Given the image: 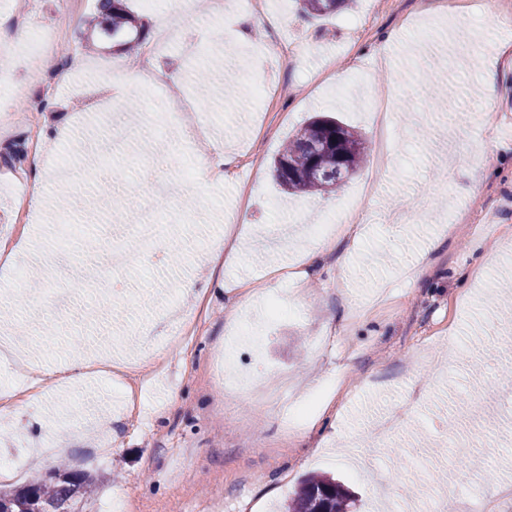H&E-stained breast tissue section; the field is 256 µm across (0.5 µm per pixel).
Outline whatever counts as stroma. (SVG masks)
Here are the masks:
<instances>
[{
  "instance_id": "1",
  "label": "stroma",
  "mask_w": 512,
  "mask_h": 512,
  "mask_svg": "<svg viewBox=\"0 0 512 512\" xmlns=\"http://www.w3.org/2000/svg\"><path fill=\"white\" fill-rule=\"evenodd\" d=\"M61 0H0V35L13 19L54 22ZM450 22L430 0H356L325 19L300 10L263 24L252 46L258 58L235 53L239 16L223 28L201 24L195 7L182 19L178 47L150 62L145 91L104 80L90 68L120 71L137 64L124 51H88L85 19L65 37L73 52L65 69L28 68L25 53L0 55V85L24 82L29 94L0 103V238L21 236V248H0V336L29 350L27 364L0 365V457L20 460L0 471V484L21 486L58 462L98 479L83 512H99L117 495L125 512H276L301 480L330 473L354 493L357 512L388 501L389 512H415L441 484L458 487L446 512H471L484 497L487 512H512V304L494 306L512 284V61L495 42H512L471 0H452ZM371 14V30L349 34L344 24ZM310 43L335 56L338 79L317 73V56L276 62L266 48L278 38ZM219 59L207 95L194 87L203 49ZM493 78L497 94L480 86ZM69 113L78 135V182L56 179L29 160L5 164L9 151L31 141L47 150L55 115L47 99ZM110 103L117 122L146 128L129 146L130 162L104 163L106 129L96 109ZM325 114L360 130L367 154L338 192L290 196L263 177L293 131ZM218 139L231 161L222 182L185 175L191 156ZM40 178L47 192L31 202L10 190ZM172 182L180 221L158 232L160 250L144 265H109L136 224L140 192L155 179ZM112 184V201L93 191ZM476 183L478 194H457ZM373 185L361 223L339 228L334 251L313 264L305 227L332 219L357 190ZM290 207L303 223L286 224ZM239 208L243 259L212 280L209 251L224 233V213ZM432 262L417 279L401 268L422 252ZM494 258L492 280L474 271ZM26 267L25 307L13 292ZM103 267L107 305L75 298L57 315L56 298ZM190 280L195 294L182 292ZM274 289L290 310L268 320L261 293ZM247 315H238L242 303ZM197 331L172 343L184 314ZM257 329L259 347L238 350L234 370L249 392L227 391L212 373L216 354L231 344L228 322ZM82 379L66 382L71 361ZM338 381L336 414L324 426L288 433L283 406ZM490 435L477 457L493 474L458 456V436Z\"/></svg>"
}]
</instances>
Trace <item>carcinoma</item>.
I'll list each match as a JSON object with an SVG mask.
<instances>
[{
	"label": "carcinoma",
	"mask_w": 512,
	"mask_h": 512,
	"mask_svg": "<svg viewBox=\"0 0 512 512\" xmlns=\"http://www.w3.org/2000/svg\"><path fill=\"white\" fill-rule=\"evenodd\" d=\"M98 18L89 24L85 38L91 43L112 41L122 50L144 38L141 24L127 0H97ZM344 0H302L315 17L336 13ZM366 151L362 133L329 116L306 123L273 160L276 178L290 193L333 192L356 173ZM91 493V480L81 472L52 470L24 486L0 489V512H81L79 504ZM356 499L339 480L326 475L304 479L284 512H353Z\"/></svg>",
	"instance_id": "cac0c4a2"
}]
</instances>
